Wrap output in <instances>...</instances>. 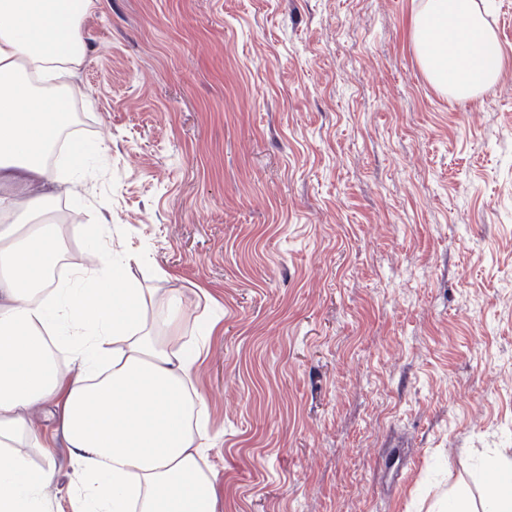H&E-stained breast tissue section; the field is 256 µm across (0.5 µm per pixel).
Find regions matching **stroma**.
I'll list each match as a JSON object with an SVG mask.
<instances>
[{
	"instance_id": "stroma-1",
	"label": "stroma",
	"mask_w": 512,
	"mask_h": 512,
	"mask_svg": "<svg viewBox=\"0 0 512 512\" xmlns=\"http://www.w3.org/2000/svg\"><path fill=\"white\" fill-rule=\"evenodd\" d=\"M422 0H101L75 82L101 143L77 225L108 228L202 342L216 512H435L512 448L510 45L458 100ZM215 323L211 336L199 325ZM60 411L32 424L73 480Z\"/></svg>"
}]
</instances>
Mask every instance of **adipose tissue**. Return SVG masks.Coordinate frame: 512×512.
<instances>
[{"label":"adipose tissue","mask_w":512,"mask_h":512,"mask_svg":"<svg viewBox=\"0 0 512 512\" xmlns=\"http://www.w3.org/2000/svg\"><path fill=\"white\" fill-rule=\"evenodd\" d=\"M99 0H0V512H52V455L35 463L41 441L29 418L38 407L61 410V432L74 476L71 512H215L216 493L201 461L207 446L193 431L202 403L186 392L198 351L173 347L147 319L151 302L131 279L123 254L103 248L101 230L71 287L47 277L59 232L47 204L80 194L77 173L98 146L69 145L72 178H53L43 160L70 117L76 85L44 95L38 86L74 74L85 46L81 23ZM413 42L429 80L459 99L495 82L497 40L476 0H425ZM67 347L74 374L55 352ZM481 512H512V456L488 457Z\"/></svg>","instance_id":"obj_1"}]
</instances>
